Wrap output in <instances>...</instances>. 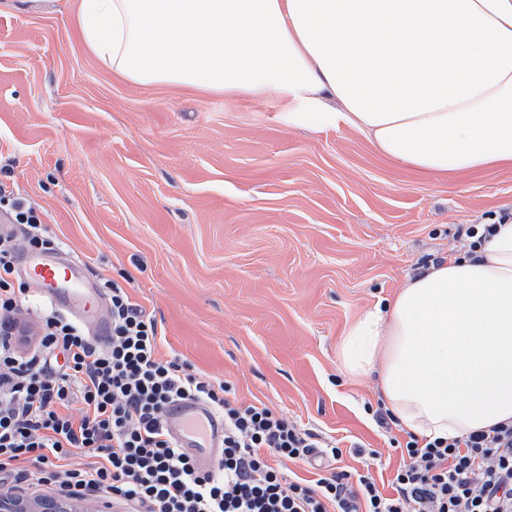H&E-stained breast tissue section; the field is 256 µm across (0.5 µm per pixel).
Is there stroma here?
<instances>
[{"label": "stroma", "instance_id": "obj_1", "mask_svg": "<svg viewBox=\"0 0 512 512\" xmlns=\"http://www.w3.org/2000/svg\"><path fill=\"white\" fill-rule=\"evenodd\" d=\"M80 0H0V167L44 234L127 289L167 349L322 436L375 449L347 469L391 480L407 440L381 381L349 378V327L462 224L512 214V167L445 180L361 133L289 126L274 98L130 83L81 41Z\"/></svg>", "mask_w": 512, "mask_h": 512}]
</instances>
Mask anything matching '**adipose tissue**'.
<instances>
[{
    "label": "adipose tissue",
    "mask_w": 512,
    "mask_h": 512,
    "mask_svg": "<svg viewBox=\"0 0 512 512\" xmlns=\"http://www.w3.org/2000/svg\"><path fill=\"white\" fill-rule=\"evenodd\" d=\"M78 29L133 84L274 96L423 175L512 164V0H82ZM342 361L418 436L512 420V220L410 276Z\"/></svg>",
    "instance_id": "adipose-tissue-1"
}]
</instances>
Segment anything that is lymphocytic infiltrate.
I'll use <instances>...</instances> for the list:
<instances>
[{
	"instance_id": "f902f5d3",
	"label": "lymphocytic infiltrate",
	"mask_w": 512,
	"mask_h": 512,
	"mask_svg": "<svg viewBox=\"0 0 512 512\" xmlns=\"http://www.w3.org/2000/svg\"><path fill=\"white\" fill-rule=\"evenodd\" d=\"M0 210L27 247L50 249L42 213L0 182ZM16 244L0 235V493L33 466L68 491L99 494L127 512H512V423L454 438L410 437L387 489L371 473L339 469L351 444L301 428L263 402L231 401V387L194 372L184 356H161L164 333L117 282L104 283L109 333L95 341L51 310L31 352L15 331L28 291ZM197 398L224 416V450L199 470L166 429V407ZM306 466L307 477L285 470Z\"/></svg>"
}]
</instances>
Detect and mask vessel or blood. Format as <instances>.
<instances>
[{"label": "vessel or blood", "mask_w": 512, "mask_h": 512, "mask_svg": "<svg viewBox=\"0 0 512 512\" xmlns=\"http://www.w3.org/2000/svg\"><path fill=\"white\" fill-rule=\"evenodd\" d=\"M25 279L38 294L67 311H77L95 337L107 327L103 314V290L88 287L85 268L76 260L58 258L56 252H23L20 259ZM165 423L183 452L199 468L211 469L224 446V419L204 403L187 400L172 404L165 412Z\"/></svg>", "instance_id": "1"}]
</instances>
